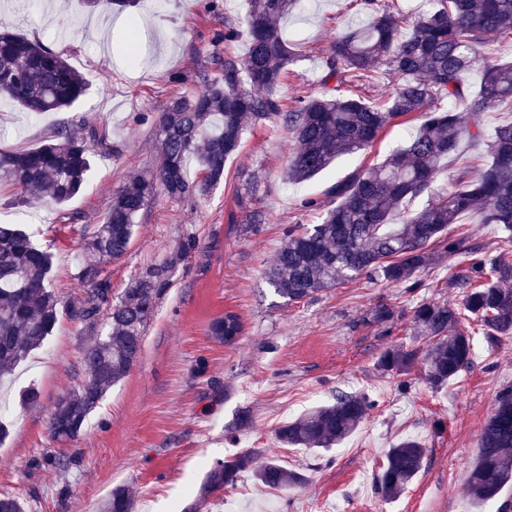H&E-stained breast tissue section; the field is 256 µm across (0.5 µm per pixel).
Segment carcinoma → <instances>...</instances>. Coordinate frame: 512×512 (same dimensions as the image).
Masks as SVG:
<instances>
[{"mask_svg": "<svg viewBox=\"0 0 512 512\" xmlns=\"http://www.w3.org/2000/svg\"><path fill=\"white\" fill-rule=\"evenodd\" d=\"M302 0H248L240 21H224L222 38L247 36L243 56L216 59L220 74L203 77V87L175 96L155 125L159 168L137 175L112 193L110 207L97 224L81 228L82 262L78 277L87 284L74 305L75 316L94 326L106 312L108 331L82 354L84 379L60 396L49 420L53 438L77 439L92 412L112 386L138 361L146 329L157 302L171 286L173 269L197 247L183 239L175 253L133 278L123 296L112 302L102 262L121 259L136 231V220L158 194L171 201L201 196L224 178V163L235 154L249 124L274 119L292 134L295 150L288 179L305 181L327 169L336 158L368 148L396 119L416 114L420 123L404 145L384 162L336 182L329 190L333 205L315 199L304 207L324 209L322 222L302 231L290 227L286 244L266 273L286 304L334 288L361 275L389 284L420 288L416 272L455 257L466 261V290L457 303L422 301L412 308L414 333L428 340L425 359L430 385L440 388L473 362L471 321L486 335L512 336V121L487 132V112L512 110V62H497L484 48L492 38L512 37V0H426L412 27L390 0H362V26L336 34L326 59V90L298 96L283 111L280 74L292 61L280 22L301 9ZM384 71L394 88L387 99H370L364 90ZM478 70L477 88L467 76ZM334 87H328L330 80ZM87 90L83 75L43 43L7 27L0 29V100L33 114L70 108ZM481 149L485 164L476 174L461 171L449 191L434 183L448 156L462 141ZM91 143L83 123L57 128L50 139L27 150L0 148V186L28 201L47 197L63 204L85 186L91 169ZM195 159L202 178L192 181L187 162ZM419 210L403 204L421 197ZM476 214L482 224L502 233L498 256L479 257L480 247L447 234L448 226ZM400 223H394V217ZM51 255L37 247L15 224H0V378L51 335L59 299L49 287ZM237 315L226 313L210 325V335L226 343L240 333ZM414 350L391 349L379 368L398 377L409 373ZM374 403L363 393H341L277 429L285 447L331 448L356 432ZM424 443L406 437L389 449L375 478V490L394 500L419 473ZM250 472L265 486L287 491L299 475L277 460L255 465L254 453L243 451L216 461L206 472L200 500L234 485ZM512 483V385L497 394L467 480L469 497L480 504L497 498ZM129 492L121 487L102 502L99 512H131ZM0 512H25L23 499L0 492Z\"/></svg>", "mask_w": 512, "mask_h": 512, "instance_id": "obj_1", "label": "carcinoma"}]
</instances>
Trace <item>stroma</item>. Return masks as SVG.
I'll return each mask as SVG.
<instances>
[{
    "instance_id": "1",
    "label": "stroma",
    "mask_w": 512,
    "mask_h": 512,
    "mask_svg": "<svg viewBox=\"0 0 512 512\" xmlns=\"http://www.w3.org/2000/svg\"><path fill=\"white\" fill-rule=\"evenodd\" d=\"M217 3L214 11L205 0H139L127 9L92 10L81 0H0L1 24L63 53L89 83L62 112L35 117L1 105L0 146L34 148L58 125L81 121L106 138L93 147L85 188L65 204H22L14 190L0 188V224L22 225L51 254L49 282L60 300L52 335L0 383V401L13 411L0 444V492L19 494L27 512H98L112 489L123 486L132 494V512H185L206 464L251 449L258 462L279 460L302 481L284 492L245 473L213 493L200 512H319L327 500L341 512H472L466 478L496 395L512 384V338L476 333L473 364L438 389L425 379L423 357H416L405 392L378 366L386 350L419 348L411 330L416 302L461 298L464 287L449 285L447 264L416 273L420 286L412 294L363 275L291 305L264 277L288 227L319 223L303 200L327 202L337 180L386 159L418 126L414 115L299 184L285 179L291 136L281 124L259 121L210 194L182 202L157 195L127 254L103 265L113 297L183 238L195 237L197 247L174 270L131 372L107 392L79 438H51L57 399L82 379L83 347L107 329L102 320L84 325L72 312L84 291L79 229L103 218L114 190L156 169L154 126L169 99L198 92L211 57L244 53L245 40L216 35L225 20L244 17L246 0ZM361 16L357 0H309L283 22L295 55L280 77L284 109L294 107L297 92L320 91L331 39ZM381 304L394 310L393 322L366 323ZM228 311L243 326L229 344L209 334L211 322ZM29 386L39 392L37 405L20 402ZM342 392H363L376 402L350 438L318 452L277 442V427ZM408 436L426 444L423 466L400 497L382 500L374 477L389 448ZM46 455L59 457L60 467L36 466Z\"/></svg>"
}]
</instances>
